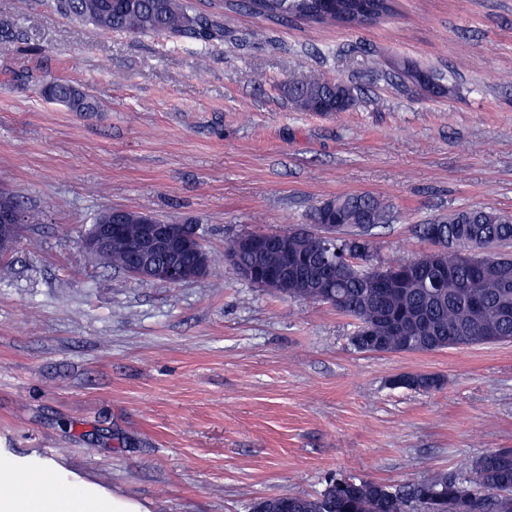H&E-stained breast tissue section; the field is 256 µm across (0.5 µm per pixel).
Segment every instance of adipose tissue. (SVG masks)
I'll use <instances>...</instances> for the list:
<instances>
[{
    "mask_svg": "<svg viewBox=\"0 0 512 512\" xmlns=\"http://www.w3.org/2000/svg\"><path fill=\"white\" fill-rule=\"evenodd\" d=\"M0 512H148L37 451L0 448Z\"/></svg>",
    "mask_w": 512,
    "mask_h": 512,
    "instance_id": "adipose-tissue-1",
    "label": "adipose tissue"
}]
</instances>
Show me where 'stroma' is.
<instances>
[{
	"mask_svg": "<svg viewBox=\"0 0 512 512\" xmlns=\"http://www.w3.org/2000/svg\"><path fill=\"white\" fill-rule=\"evenodd\" d=\"M190 4L223 35L105 31L54 0H0V188L42 216L0 258V448L56 449L149 512H249L333 474L397 485L512 448V342L363 353L349 318L224 262L230 239L344 194L393 207L376 265L426 251L416 225L450 211L512 212V0H393L352 29ZM314 75L358 106L295 110L288 83ZM58 79L100 111L43 99ZM113 208L197 222L211 271L168 285L101 267L82 240ZM408 372L446 384L392 386Z\"/></svg>",
	"mask_w": 512,
	"mask_h": 512,
	"instance_id": "stroma-1",
	"label": "stroma"
}]
</instances>
